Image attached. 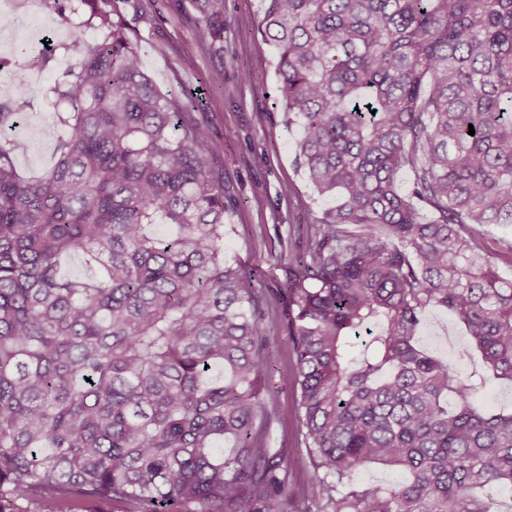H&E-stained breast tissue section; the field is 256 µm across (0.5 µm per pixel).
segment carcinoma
I'll return each instance as SVG.
<instances>
[{
    "label": "carcinoma",
    "instance_id": "1",
    "mask_svg": "<svg viewBox=\"0 0 512 512\" xmlns=\"http://www.w3.org/2000/svg\"><path fill=\"white\" fill-rule=\"evenodd\" d=\"M76 2L100 37L72 32L41 176L6 135L26 68L0 100V512H288L291 466L265 438L276 353L251 270L224 259L204 97L162 92L107 0H55L61 21ZM191 2L223 43L224 0ZM260 29L297 161L340 198L284 289L304 512H496L478 491L512 487V413L473 406L414 339L446 310L512 382V279L483 233L512 224V0H266ZM373 462L408 477L352 483Z\"/></svg>",
    "mask_w": 512,
    "mask_h": 512
}]
</instances>
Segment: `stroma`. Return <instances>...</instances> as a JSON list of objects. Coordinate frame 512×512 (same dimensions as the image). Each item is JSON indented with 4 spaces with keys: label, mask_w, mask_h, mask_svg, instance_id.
Masks as SVG:
<instances>
[{
    "label": "stroma",
    "mask_w": 512,
    "mask_h": 512,
    "mask_svg": "<svg viewBox=\"0 0 512 512\" xmlns=\"http://www.w3.org/2000/svg\"><path fill=\"white\" fill-rule=\"evenodd\" d=\"M263 5V0H224V46L210 50L203 45L189 0L178 5L153 0L143 12L134 0L114 3L132 22L145 67L162 90L207 89L204 108L192 116L209 125L210 146L224 167V184L233 197L225 216L224 257L251 268L253 286L265 300L267 336L278 354L275 369L267 374V399L274 416L266 438L269 447L287 449L293 462L288 509L298 512L313 467L295 414L296 390L286 380L294 356L281 291L291 277L293 258L310 245L309 224L335 207L336 200L318 195L296 161L301 128L289 122L279 104L277 51L258 31ZM0 15L12 19L10 27L0 28V61L5 64L0 70V99L15 95L7 71L22 61L18 47L43 51L46 36L54 46L49 68H30L24 93L28 105L11 131L17 169L32 177L52 163L51 145L61 130L53 119L57 106L49 89L77 60L71 33L87 14L75 11L63 23L52 0H0ZM214 70L223 72L222 86L208 85ZM261 152L267 160L259 164L255 156ZM416 341L460 373L472 388L476 407L490 414L512 411V383L485 371L457 317L427 308Z\"/></svg>",
    "instance_id": "stroma-1"
}]
</instances>
